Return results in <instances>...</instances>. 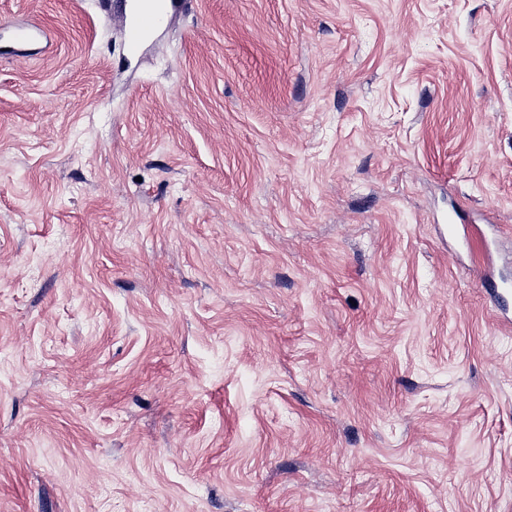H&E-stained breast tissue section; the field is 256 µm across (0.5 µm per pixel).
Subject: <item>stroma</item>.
<instances>
[{
    "instance_id": "35a3bbf8",
    "label": "stroma",
    "mask_w": 512,
    "mask_h": 512,
    "mask_svg": "<svg viewBox=\"0 0 512 512\" xmlns=\"http://www.w3.org/2000/svg\"><path fill=\"white\" fill-rule=\"evenodd\" d=\"M17 20L0 512H512V0ZM133 6L125 15L123 30L127 56L141 54L148 39L162 28L173 11L183 7L185 0H126ZM44 38L47 39V34L41 26L31 23L15 24L8 30L7 42L9 46H0V54L2 56L8 55L9 50L7 48H13L19 52L31 50L41 44Z\"/></svg>"
}]
</instances>
